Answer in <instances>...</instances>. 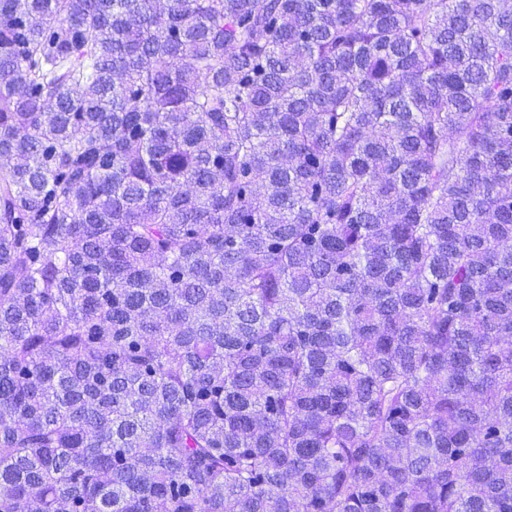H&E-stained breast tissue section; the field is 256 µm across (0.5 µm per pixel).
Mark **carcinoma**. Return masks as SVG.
Wrapping results in <instances>:
<instances>
[{
    "instance_id": "1",
    "label": "carcinoma",
    "mask_w": 512,
    "mask_h": 512,
    "mask_svg": "<svg viewBox=\"0 0 512 512\" xmlns=\"http://www.w3.org/2000/svg\"><path fill=\"white\" fill-rule=\"evenodd\" d=\"M0 512H512V0H0Z\"/></svg>"
}]
</instances>
